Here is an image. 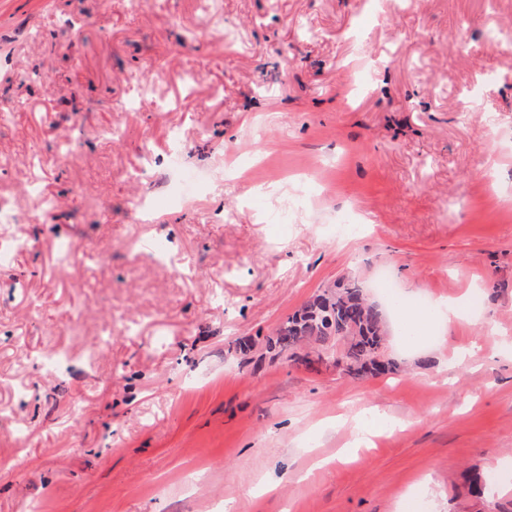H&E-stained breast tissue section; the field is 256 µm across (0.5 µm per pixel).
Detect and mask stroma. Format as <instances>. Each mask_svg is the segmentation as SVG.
Instances as JSON below:
<instances>
[{
	"label": "stroma",
	"instance_id": "stroma-1",
	"mask_svg": "<svg viewBox=\"0 0 512 512\" xmlns=\"http://www.w3.org/2000/svg\"><path fill=\"white\" fill-rule=\"evenodd\" d=\"M1 112L0 512H512V0H0ZM175 157L198 194L131 215ZM383 272L465 318L387 375L264 358Z\"/></svg>",
	"mask_w": 512,
	"mask_h": 512
}]
</instances>
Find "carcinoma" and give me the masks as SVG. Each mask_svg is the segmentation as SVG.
Instances as JSON below:
<instances>
[{
  "instance_id": "obj_1",
  "label": "carcinoma",
  "mask_w": 512,
  "mask_h": 512,
  "mask_svg": "<svg viewBox=\"0 0 512 512\" xmlns=\"http://www.w3.org/2000/svg\"><path fill=\"white\" fill-rule=\"evenodd\" d=\"M388 307L371 301L354 276L329 286L281 322L266 349L276 357L313 366L339 356L343 370L359 378L385 374L394 362L385 358Z\"/></svg>"
}]
</instances>
